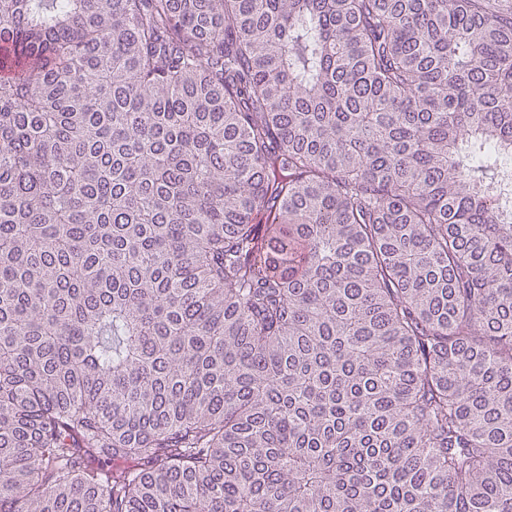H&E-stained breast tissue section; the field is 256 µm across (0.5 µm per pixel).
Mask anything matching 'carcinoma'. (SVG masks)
<instances>
[{
    "instance_id": "carcinoma-1",
    "label": "carcinoma",
    "mask_w": 512,
    "mask_h": 512,
    "mask_svg": "<svg viewBox=\"0 0 512 512\" xmlns=\"http://www.w3.org/2000/svg\"><path fill=\"white\" fill-rule=\"evenodd\" d=\"M0 512H512V0H0Z\"/></svg>"
}]
</instances>
